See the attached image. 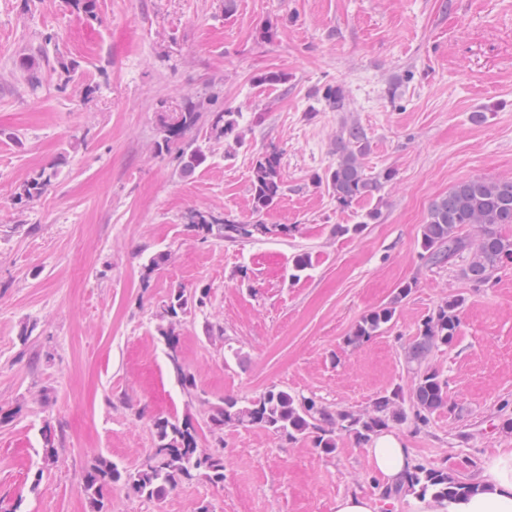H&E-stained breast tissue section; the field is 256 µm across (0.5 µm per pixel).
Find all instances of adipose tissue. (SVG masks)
<instances>
[{"label": "adipose tissue", "instance_id": "1", "mask_svg": "<svg viewBox=\"0 0 512 512\" xmlns=\"http://www.w3.org/2000/svg\"><path fill=\"white\" fill-rule=\"evenodd\" d=\"M366 453L382 485H405L417 459L403 439L382 431L369 441ZM470 494L440 503L431 496H406V512H512V451L485 456L472 481Z\"/></svg>", "mask_w": 512, "mask_h": 512}]
</instances>
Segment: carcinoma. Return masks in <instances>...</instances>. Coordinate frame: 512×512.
Segmentation results:
<instances>
[{
	"instance_id": "obj_1",
	"label": "carcinoma",
	"mask_w": 512,
	"mask_h": 512,
	"mask_svg": "<svg viewBox=\"0 0 512 512\" xmlns=\"http://www.w3.org/2000/svg\"><path fill=\"white\" fill-rule=\"evenodd\" d=\"M41 57L22 58L20 69L29 84H37ZM326 106L335 112L344 110L346 95L341 86H328L322 93ZM208 125V140L219 142L238 137L237 113L203 112V104L188 98L175 119L164 124V134L156 144V152H171L172 145L181 141L201 121ZM369 144L364 131L352 125L336 139V164L325 176L314 177L324 184L336 205L346 207L360 198H370L390 181L395 173L386 170L383 176L371 177L365 172L364 157ZM181 173H193L207 160L204 147L193 142L177 150ZM59 175L58 165L52 164L31 171L22 182L19 202L40 198ZM280 157L268 153L259 157L253 166L252 212L259 215L270 208L282 195ZM187 230L203 238L217 237L235 242L270 233L265 224H240L214 216L207 210L193 209L185 216ZM500 224H512V179L489 182L472 178L453 186L448 194L433 201L422 227L421 246L427 260L435 266L462 263L461 274L475 284H484L495 271L512 262V240L497 231ZM477 228V235L460 233L461 227ZM413 285L406 283L396 289L392 300L365 315L353 328L349 342L360 344L380 332L390 323L397 305L410 293ZM206 288L187 290L172 288L157 314L156 332L165 344L179 336L180 317L192 309L207 306ZM464 299L454 296L443 302L420 325L408 351L412 364L409 391L397 387L373 399L363 411H332L312 397L291 393L272 385L258 396L241 400L226 396L206 411V423L214 434L226 426L259 427L292 443L308 441L323 455H332L341 435L367 443L373 435L386 430L390 424L406 418L403 402L407 401L415 422L426 424L428 415L448 404V380L427 363L431 353L449 347L456 340L461 326ZM168 358L183 389L197 388L195 377L186 371L176 350H168ZM156 446L139 467L121 470L103 455H97L84 476V490L89 512H110L108 493L114 487L149 500H161L165 494L186 480L202 476L211 484H224V452L199 448L197 426L189 419L175 420L158 417L153 420ZM472 489L446 468H428L419 463L408 478V490L421 496L431 495L439 502L453 499Z\"/></svg>"
}]
</instances>
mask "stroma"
<instances>
[{"label":"stroma","instance_id":"stroma-1","mask_svg":"<svg viewBox=\"0 0 512 512\" xmlns=\"http://www.w3.org/2000/svg\"><path fill=\"white\" fill-rule=\"evenodd\" d=\"M96 5L89 20L67 0H0V512H88L94 456L138 467L154 418L202 421L205 399L277 385L332 410L365 409L408 385L409 343L453 296L465 300L458 338L428 359L448 380V406L392 430L420 463L466 483L474 462L512 448V264L477 285L420 248L433 200L471 178H512V0H236L229 13L224 0ZM267 24L274 34L260 39ZM38 49L76 61L74 81L61 86L45 65L39 88L19 78V57ZM270 71L287 83L259 84ZM335 85L347 111L313 97ZM189 97L239 112L241 137L212 144L184 176L154 143ZM350 123L370 142L367 174L395 177L340 209L314 177L335 164ZM272 150L283 193L257 216L253 165ZM55 161L52 186L20 205L28 173ZM193 209L269 232L202 239L185 227ZM371 209L380 221L363 223ZM303 252L311 264L294 272ZM158 253L168 260L142 285ZM405 282L413 290L393 320L349 343ZM179 286L210 290L178 328L191 395L155 332ZM211 324L223 335L207 334ZM201 446L223 447V486L197 477L155 502L116 489L112 512H333L337 497L378 494L350 436L330 456L258 427H228Z\"/></svg>","mask_w":512,"mask_h":512}]
</instances>
